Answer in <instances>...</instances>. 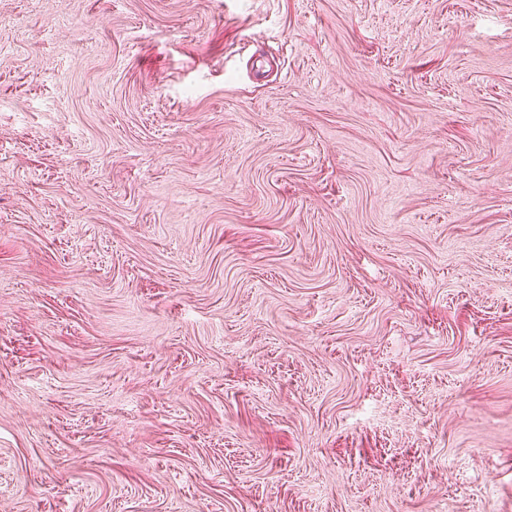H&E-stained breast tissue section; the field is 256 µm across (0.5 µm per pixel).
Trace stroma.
<instances>
[{
	"label": "stroma",
	"mask_w": 512,
	"mask_h": 512,
	"mask_svg": "<svg viewBox=\"0 0 512 512\" xmlns=\"http://www.w3.org/2000/svg\"><path fill=\"white\" fill-rule=\"evenodd\" d=\"M0 512H512V0H0Z\"/></svg>",
	"instance_id": "1"
}]
</instances>
